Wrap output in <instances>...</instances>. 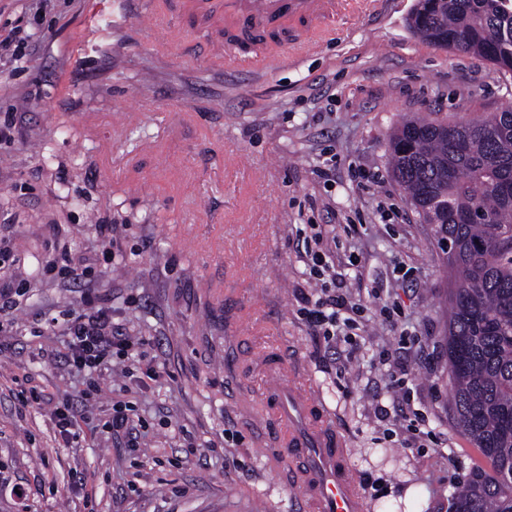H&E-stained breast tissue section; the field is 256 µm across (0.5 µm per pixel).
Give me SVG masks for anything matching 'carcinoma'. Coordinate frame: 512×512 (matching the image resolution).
Returning <instances> with one entry per match:
<instances>
[{
	"label": "carcinoma",
	"mask_w": 512,
	"mask_h": 512,
	"mask_svg": "<svg viewBox=\"0 0 512 512\" xmlns=\"http://www.w3.org/2000/svg\"><path fill=\"white\" fill-rule=\"evenodd\" d=\"M430 44L512 72V0H417ZM409 204L450 242L448 368L460 433L479 464L455 512H512V112L469 123L413 117L390 140Z\"/></svg>",
	"instance_id": "cac0c4a2"
}]
</instances>
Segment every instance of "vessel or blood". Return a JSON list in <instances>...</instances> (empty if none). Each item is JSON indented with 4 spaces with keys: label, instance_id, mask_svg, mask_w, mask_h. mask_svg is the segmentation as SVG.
<instances>
[{
    "label": "vessel or blood",
    "instance_id": "vessel-or-blood-1",
    "mask_svg": "<svg viewBox=\"0 0 512 512\" xmlns=\"http://www.w3.org/2000/svg\"><path fill=\"white\" fill-rule=\"evenodd\" d=\"M345 0H178L177 12L189 18H204L223 25L228 33L225 44H207V56L231 70L264 67L271 56L269 32L284 21L296 22L294 40L314 36L313 21L334 14ZM164 0H149L139 16L141 25L161 31L154 43L166 52L183 39L181 29L170 26ZM276 411L283 421L280 446L297 474L303 499L315 512H366V504L356 489L351 468L340 446L336 429L315 412V399L297 389L294 383L275 384Z\"/></svg>",
    "mask_w": 512,
    "mask_h": 512
}]
</instances>
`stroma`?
Segmentation results:
<instances>
[{"instance_id":"stroma-1","label":"stroma","mask_w":512,"mask_h":512,"mask_svg":"<svg viewBox=\"0 0 512 512\" xmlns=\"http://www.w3.org/2000/svg\"><path fill=\"white\" fill-rule=\"evenodd\" d=\"M52 2L38 16L35 0H0V39L41 32L32 60L0 68V290L17 303L0 318V512H297L267 389L292 374L343 436L367 512H451L479 454L450 410L449 272L389 139L417 114L502 111L512 74L414 36L415 0H349L326 38L262 71L213 66L216 25L160 54L137 0L86 42L92 0ZM308 224L342 263L337 292L384 298L349 335H313L300 313L321 293ZM65 259L79 280L49 271ZM89 295L147 344L97 372L65 448L47 406L17 395L79 390L53 354ZM120 400L139 447L104 427Z\"/></svg>"}]
</instances>
